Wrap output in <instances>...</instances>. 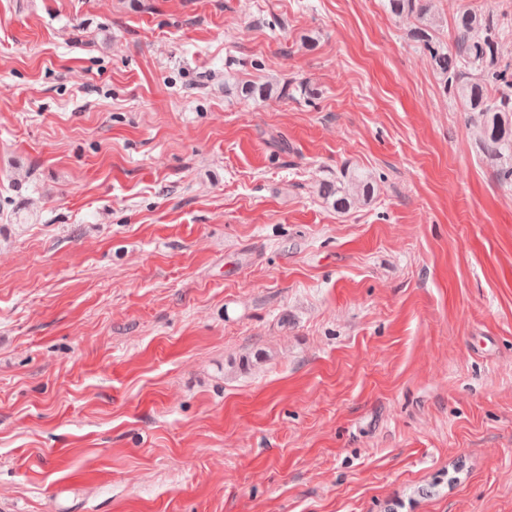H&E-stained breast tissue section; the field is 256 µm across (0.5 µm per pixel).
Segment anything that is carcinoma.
<instances>
[{
  "label": "carcinoma",
  "instance_id": "obj_1",
  "mask_svg": "<svg viewBox=\"0 0 512 512\" xmlns=\"http://www.w3.org/2000/svg\"><path fill=\"white\" fill-rule=\"evenodd\" d=\"M388 5L395 15L417 20L410 36L428 53L441 78L443 94L459 97L471 110L481 113L480 139L488 156L498 162L497 180L512 187V65L501 63L497 56L499 23L475 11L463 12L456 22L458 51L453 53L434 36L436 19L431 0H388ZM490 87L499 91L492 102L486 96ZM373 192L372 177L347 171L336 184L325 186L322 196L332 201L336 211L343 212Z\"/></svg>",
  "mask_w": 512,
  "mask_h": 512
}]
</instances>
